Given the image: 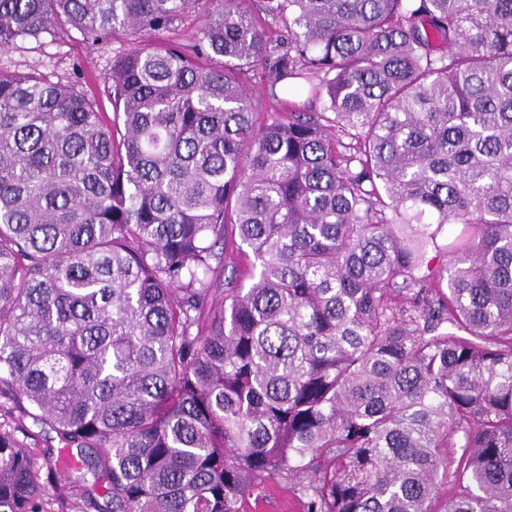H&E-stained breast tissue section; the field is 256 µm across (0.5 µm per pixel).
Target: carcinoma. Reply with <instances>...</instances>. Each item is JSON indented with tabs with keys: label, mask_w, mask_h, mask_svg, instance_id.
<instances>
[{
	"label": "carcinoma",
	"mask_w": 512,
	"mask_h": 512,
	"mask_svg": "<svg viewBox=\"0 0 512 512\" xmlns=\"http://www.w3.org/2000/svg\"><path fill=\"white\" fill-rule=\"evenodd\" d=\"M74 31L112 115L0 71V512H512V0H0ZM242 512H304L298 497L285 483H267L245 497Z\"/></svg>",
	"instance_id": "cac0c4a2"
}]
</instances>
